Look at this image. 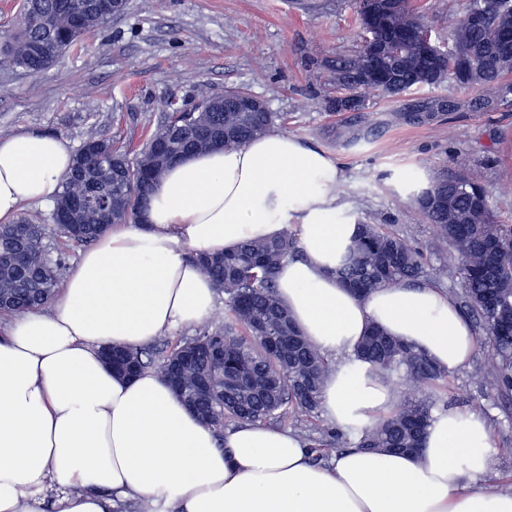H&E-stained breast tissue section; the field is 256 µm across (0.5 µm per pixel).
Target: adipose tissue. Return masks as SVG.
<instances>
[{"mask_svg":"<svg viewBox=\"0 0 512 512\" xmlns=\"http://www.w3.org/2000/svg\"><path fill=\"white\" fill-rule=\"evenodd\" d=\"M72 152L62 138H0V223L23 204L53 203ZM335 158L271 129L231 149L188 156L155 184L139 223L86 251L55 302L0 331V512H512V495L483 485L492 435L479 414L435 413L419 455L337 453L311 461L288 431L238 425L216 436L165 380L128 379L102 347H140L210 317L216 291L188 251L235 248L299 227L301 258L277 277L293 319L340 357L320 394L324 416L355 433L395 397L354 350L376 324L448 370L477 347L454 301L428 285L360 298L329 269L354 222L340 202Z\"/></svg>","mask_w":512,"mask_h":512,"instance_id":"ef3b65f1","label":"adipose tissue"}]
</instances>
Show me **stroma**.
<instances>
[{"label":"stroma","instance_id":"stroma-1","mask_svg":"<svg viewBox=\"0 0 512 512\" xmlns=\"http://www.w3.org/2000/svg\"><path fill=\"white\" fill-rule=\"evenodd\" d=\"M357 0H128L125 12L88 33L39 75L0 68V137L33 131L79 147L90 135L140 145L164 103L191 110L201 95L243 88L283 115L282 131L335 156L340 196L361 221L387 224L446 270L460 287L449 244L414 207L405 175L447 168L479 182L491 207L512 222V91L487 111L467 107L470 91L444 83L396 100L369 90L356 112H330L329 66L353 56L362 39ZM432 107L430 118L418 112ZM487 353L451 374L450 408L489 422L494 441L487 485L512 480V395L477 376Z\"/></svg>","mask_w":512,"mask_h":512}]
</instances>
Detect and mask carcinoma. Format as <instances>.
Segmentation results:
<instances>
[{
	"label": "carcinoma",
	"mask_w": 512,
	"mask_h": 512,
	"mask_svg": "<svg viewBox=\"0 0 512 512\" xmlns=\"http://www.w3.org/2000/svg\"><path fill=\"white\" fill-rule=\"evenodd\" d=\"M72 5L82 12L81 17L65 7V0H22L17 27L0 36V65L39 74L51 66L49 62L38 65L35 51L39 44L51 41L59 58L79 37L111 20L86 8V0H72ZM471 12L482 14V25L466 23ZM511 16L512 0H465L448 28V52L443 54L437 45L423 41V15L410 0H401L387 23L365 31L361 49L336 66L333 82L349 92L354 108L362 107V91L375 88L364 78L368 42L384 46L405 34L392 86L383 97L393 100L406 89L448 80L476 92L473 108H488L503 93L502 76L512 71L510 64L495 75L487 73L491 56L501 51L504 21ZM458 56L466 60L467 69L457 68ZM277 119L270 111L226 112L223 101L207 100L198 112L164 116L133 156L116 140L89 135L75 151L55 205L68 208L82 199L76 211L78 223L56 224L51 229L24 217L20 223L31 227L32 236L23 244L15 240L16 225L0 224V297L8 299L0 313L15 314L46 305L63 287L62 261L48 252L50 233L59 232L79 244L95 243L103 235L100 210L106 205L115 209L118 224L137 220L141 200L172 163L192 153L238 146L274 127ZM406 184L418 211L456 254L463 313L478 331V343L491 352L489 361L478 366L476 373L491 375L497 390L509 394L512 335L503 336L500 329L512 322V224L494 214L487 192L477 191L466 175L450 174L443 168L425 184L410 174ZM300 255L297 233L286 229L271 239L247 240L221 255H190L215 289L224 293V324L206 327L174 343L160 337L150 347H116V369L131 367L139 373L151 368L165 378L175 361L194 347L198 356L183 364L180 398L184 402L195 398L196 379L209 376L211 393L200 401L195 414L220 436L232 422H259L275 428L291 423L300 437L309 440L314 452L348 445L368 452L379 448L418 450L438 409L433 397L405 395L390 414L352 442L346 432L329 422L313 439L305 433L302 423L319 417L321 386L335 363L303 335L277 292L276 278L283 261ZM334 274L343 287L354 286L365 296L391 285L436 281L443 269L431 265L388 225L359 221L356 234L336 257ZM213 341L224 342L222 365L207 356L206 347ZM357 354L387 385L408 389L426 384L437 393L450 383L447 369L378 327L368 331Z\"/></svg>",
	"instance_id": "carcinoma-1"
}]
</instances>
